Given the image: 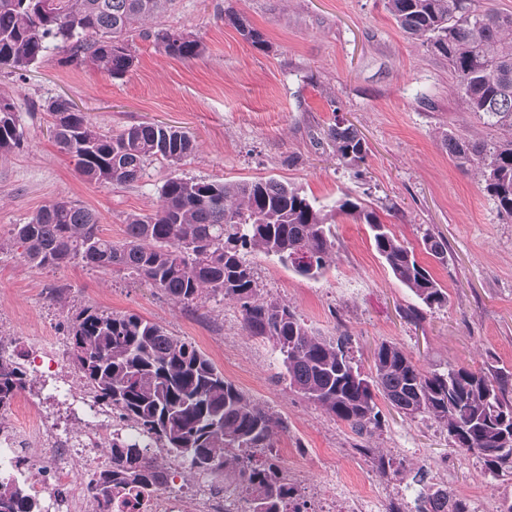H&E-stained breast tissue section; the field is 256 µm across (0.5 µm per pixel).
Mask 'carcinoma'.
Here are the masks:
<instances>
[{"instance_id": "1", "label": "carcinoma", "mask_w": 512, "mask_h": 512, "mask_svg": "<svg viewBox=\"0 0 512 512\" xmlns=\"http://www.w3.org/2000/svg\"><path fill=\"white\" fill-rule=\"evenodd\" d=\"M173 0H0V64L25 71L39 62L49 43L66 52L65 65L88 63L110 78L125 75L136 60L129 44L135 26L159 17ZM476 0H386L396 25L434 55L448 61L461 104L492 131L488 139L443 135L459 168L476 167L499 213L512 217V13L480 10ZM224 20L255 49L267 41L234 12ZM173 58L202 55L191 35L159 28L144 32ZM45 111L61 151L81 176L94 183L126 186L161 160L177 168L196 150L186 132L159 124L132 125L117 134L96 127L69 100L55 98ZM325 138L336 161L358 168L368 155L366 140L342 120ZM10 97L0 94V158L21 146ZM160 204L149 214L131 213L125 236L115 242L99 231L97 214L71 201L40 208L0 252L22 248L39 267L73 260L125 272L149 283L186 308L205 298L238 306L243 329L273 341L282 356L288 386L324 408L358 434L380 425L377 397L410 418L430 417L447 430L454 446L477 458L494 475H512V370L448 364L425 371L398 347L382 343L373 371L364 374L350 355L348 339L312 335L287 304L261 297L246 253L273 256L307 279L324 276L336 249L331 230L337 216L369 226L373 247L394 278L429 309L448 304V293L376 210L344 195L326 210L299 190L272 178L204 181L179 174L159 189ZM422 249L439 262L447 245L431 232ZM71 360L81 385L127 427L112 431V467L95 485L98 512H138L155 491L159 471L148 449L165 451L162 463L184 466L198 476L234 473V492L246 512H282L292 486L271 460L254 451L274 447L283 421L252 403L224 378L194 343L133 313L91 306L69 318ZM32 382L24 367L0 347V417ZM0 512H41L11 478L0 476Z\"/></svg>"}]
</instances>
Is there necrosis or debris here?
I'll use <instances>...</instances> for the list:
<instances>
[{"mask_svg": "<svg viewBox=\"0 0 512 512\" xmlns=\"http://www.w3.org/2000/svg\"><path fill=\"white\" fill-rule=\"evenodd\" d=\"M73 381L60 377L53 387L55 396L74 404L82 416L85 428L82 434H73L58 425H36L34 432H26L17 422L0 427V474L24 478V488L37 499L43 512H97L92 483L74 477L69 464L78 449H86V461L91 470H100L109 464L107 457L95 451L102 441L99 417L101 408L90 399L76 400L72 394ZM290 483L298 491L288 504V512H366L372 495L363 489L356 497H346L338 490L308 489L300 486L299 472H288ZM148 512H242L239 502L228 501L223 490L203 485L193 490L176 493L163 485L150 500Z\"/></svg>", "mask_w": 512, "mask_h": 512, "instance_id": "necrosis-or-debris-1", "label": "necrosis or debris"}]
</instances>
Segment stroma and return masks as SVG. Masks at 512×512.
I'll return each mask as SVG.
<instances>
[{
	"label": "stroma",
	"mask_w": 512,
	"mask_h": 512,
	"mask_svg": "<svg viewBox=\"0 0 512 512\" xmlns=\"http://www.w3.org/2000/svg\"><path fill=\"white\" fill-rule=\"evenodd\" d=\"M228 11L262 31L265 50L225 22ZM161 23L195 36L204 53L172 58L137 34L135 65L119 79L62 65L53 48L24 74L0 67V91L11 95L24 131L20 149L0 160V236L43 205L68 200L94 210L102 235L121 240L126 216L156 210L159 189L175 171L156 161L129 186L87 183L55 144L43 109L61 96L105 131L142 122L188 131L199 150L180 175L272 177L324 205L347 194L375 208L411 246L427 231L443 238L446 263L420 257L448 291L447 305L432 310L392 276L367 225L346 217L337 220L336 252L319 280L249 254L262 295L292 306L315 335L350 336L361 370L385 341L425 369L512 367V217L497 211L476 171L457 168L442 142L449 131L475 139L488 130L461 106L447 62L406 36L385 0H175ZM339 117L368 144L361 174L338 165L324 138ZM83 305L135 313L194 342L226 380L287 422L274 453L308 487L372 485L367 512H386L389 487L411 499L432 477L452 479L486 502L512 487V476L483 473L432 419L384 404L379 428L354 433L289 388L273 342L247 336L231 303L210 299L191 310L122 272L77 261L41 268L19 251L0 253V348L29 369L42 360L24 398L45 421L82 425L51 397L44 376L50 359L68 356V311ZM383 459L391 463L384 474Z\"/></svg>",
	"instance_id": "obj_1"
}]
</instances>
